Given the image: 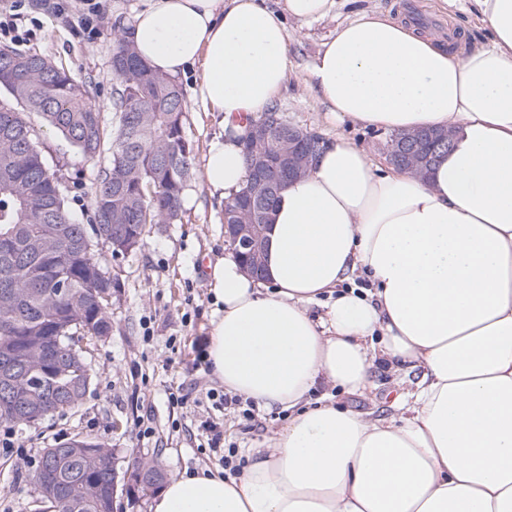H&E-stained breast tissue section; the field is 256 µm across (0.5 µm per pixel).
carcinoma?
Wrapping results in <instances>:
<instances>
[{"mask_svg":"<svg viewBox=\"0 0 512 512\" xmlns=\"http://www.w3.org/2000/svg\"><path fill=\"white\" fill-rule=\"evenodd\" d=\"M114 111L108 129L91 103L85 86L39 54L0 47V92L22 108L0 100V349L16 348L28 371L40 375L41 355L25 347L28 336L63 333L106 336L112 330L108 301L94 294L117 287L95 247L102 244L117 257L124 250L110 240L122 233L144 237L151 224H171L179 217L186 181L194 167V149L186 148L181 87L142 63L123 37L113 42ZM61 135L89 159L108 155L94 182L93 219L76 222L71 203L75 188L64 165L49 167L36 145L37 131L29 115ZM264 119L252 125L259 147L288 150L264 140ZM224 202V223L258 224L254 211ZM93 242L85 251L82 243ZM42 376V375H40ZM93 378L86 352L64 356L62 366L42 376L17 380L11 394L22 405L45 400L54 390L64 398L58 411L79 407ZM62 452L59 481L51 488L54 512H100L98 471L89 438L55 444Z\"/></svg>","mask_w":512,"mask_h":512,"instance_id":"obj_1","label":"carcinoma"}]
</instances>
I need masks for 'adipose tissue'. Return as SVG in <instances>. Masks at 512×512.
Here are the masks:
<instances>
[{
	"label": "adipose tissue",
	"instance_id": "1",
	"mask_svg": "<svg viewBox=\"0 0 512 512\" xmlns=\"http://www.w3.org/2000/svg\"><path fill=\"white\" fill-rule=\"evenodd\" d=\"M482 43L450 45L388 13L339 27L310 82L329 120L451 130L427 177L383 167L344 135L281 190L263 278L217 261L206 350L227 391L288 422L240 476L168 481L152 512H512V0H469ZM336 0H149L127 36L175 76L201 65L195 104L224 115L203 166L233 198L241 137L289 80L287 21ZM365 277V286L354 284ZM384 365L392 414L337 407Z\"/></svg>",
	"mask_w": 512,
	"mask_h": 512
}]
</instances>
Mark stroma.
Wrapping results in <instances>:
<instances>
[{
	"mask_svg": "<svg viewBox=\"0 0 512 512\" xmlns=\"http://www.w3.org/2000/svg\"><path fill=\"white\" fill-rule=\"evenodd\" d=\"M18 29L0 35V45L40 54L67 68L86 84L92 103L106 126H114L112 48L114 24H129L146 0H108L107 15L93 31L46 9L41 0H20ZM390 11L423 28L425 34L447 40L459 29H470L486 40L488 30L472 15L443 11L438 0H337L327 18L307 26L288 22L293 72L276 109L289 123L322 138L343 134L375 159L387 158V132L326 120L309 82L322 43L336 28L363 12ZM222 113L188 104L185 133L195 147L197 169L187 181L180 218L156 224L143 246L105 264L119 286L112 291V332L88 342L93 383L82 405L42 421L15 428V451L0 450V512H33V488L28 480L44 448L74 437H90L111 448L118 471L133 458L157 461L167 478L202 468L222 470L202 430L206 421L219 422L224 445L246 451L263 447L287 422L283 412L256 409L252 400L213 409L207 393L219 387L209 365L198 364L206 347L216 305L209 267L232 251L224 238V200L213 193L201 168L210 144L223 138ZM38 146L46 158L64 156L70 175L79 182L80 199L73 208L81 219L92 215L91 188L99 161L69 150L55 132L39 131ZM375 389L362 395L337 392L339 405L379 417L395 392L390 375L374 370ZM193 389L187 405H171V393ZM252 417H244V410Z\"/></svg>",
	"mask_w": 512,
	"mask_h": 512,
	"instance_id": "stroma-1",
	"label": "stroma"
}]
</instances>
